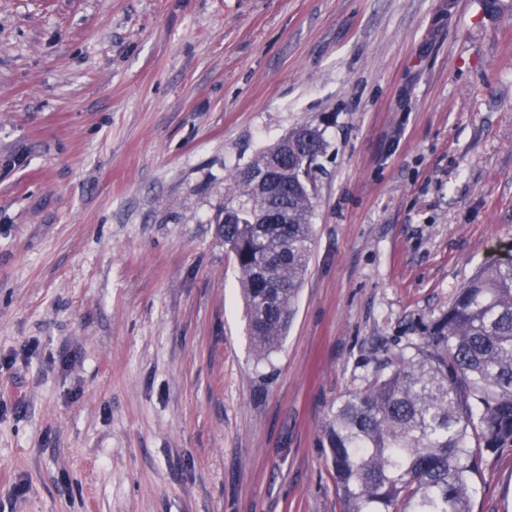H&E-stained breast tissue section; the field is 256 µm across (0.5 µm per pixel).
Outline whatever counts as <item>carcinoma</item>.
Returning <instances> with one entry per match:
<instances>
[{
  "mask_svg": "<svg viewBox=\"0 0 512 512\" xmlns=\"http://www.w3.org/2000/svg\"><path fill=\"white\" fill-rule=\"evenodd\" d=\"M326 150L320 132L288 148L280 193L265 204L247 172L230 177L215 217L241 274L247 332L270 361L294 315L312 257V185ZM288 211L286 224H258V211ZM343 512H472L483 455L512 445V259L479 269L455 290L424 336L390 351L366 384L332 405L322 428Z\"/></svg>",
  "mask_w": 512,
  "mask_h": 512,
  "instance_id": "cac0c4a2",
  "label": "carcinoma"
}]
</instances>
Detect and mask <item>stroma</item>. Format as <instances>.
Here are the masks:
<instances>
[{
    "label": "stroma",
    "instance_id": "obj_1",
    "mask_svg": "<svg viewBox=\"0 0 512 512\" xmlns=\"http://www.w3.org/2000/svg\"><path fill=\"white\" fill-rule=\"evenodd\" d=\"M306 124L313 255L265 363L214 218ZM511 245L512 12L0 0V512H342L332 403ZM477 487L512 512V446Z\"/></svg>",
    "mask_w": 512,
    "mask_h": 512
}]
</instances>
